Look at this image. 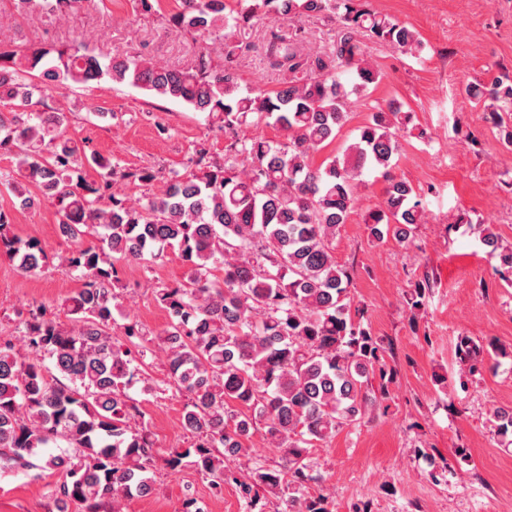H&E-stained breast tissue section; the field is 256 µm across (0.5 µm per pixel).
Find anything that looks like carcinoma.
<instances>
[{"label":"carcinoma","instance_id":"1","mask_svg":"<svg viewBox=\"0 0 512 512\" xmlns=\"http://www.w3.org/2000/svg\"><path fill=\"white\" fill-rule=\"evenodd\" d=\"M19 16L67 12L80 0H10ZM160 0H131L132 12L157 13ZM168 17L177 32L197 35L202 46L187 70L136 54L100 55L87 47L35 42L0 44V150L15 155L25 187L15 189L21 209L52 201L62 236L75 242L58 267L76 271L80 287L65 304L69 323L47 316L41 305L20 318L25 354L0 344V469H40L62 474L58 512H120L122 499L156 491L155 471L189 465L217 491L235 483L258 512H332L325 495L300 491L321 475L311 457L316 442L358 425L369 408L389 398L394 371L387 348L361 320L351 296L354 270L335 256L336 234L360 203L362 177L378 171L387 181L381 203L367 210L371 243L389 239L408 246L424 207L413 186L390 175L402 142L413 134L414 113L398 100L377 108L355 142L329 161L313 155L329 146L350 118V97L377 83L366 63L364 39L393 44L411 55L422 42L416 31L362 0H176ZM273 18L339 19L330 49H302V29L271 32L266 60L281 74L279 89H242L235 63L238 31L258 13ZM108 79L208 116L224 132V156L196 150L186 171L171 172L158 193L133 201L122 182L151 186L153 167L122 168L87 154L68 135L71 112L35 106L53 92ZM471 98L489 102L491 123L512 147V79L469 83ZM273 126L282 139L245 133ZM95 168L97 178L84 170ZM40 195L26 194V187ZM0 209V257L28 273L50 257L41 242L11 232ZM485 252L512 274V246L492 225L481 231ZM177 253L183 280L153 289L169 322L151 336L135 320L112 334L117 286L125 265L150 266ZM430 278L410 293L413 310L425 306ZM165 348L168 384L188 399L183 426L187 448L159 451L137 427L143 412L128 390L146 384L140 366L153 344ZM507 355L462 337L456 355L470 375L486 357ZM50 359L52 366L44 365ZM496 432L512 436V407H497ZM281 449L270 465L254 453L259 429ZM54 446L56 454H41ZM251 464L242 476L228 466Z\"/></svg>","mask_w":512,"mask_h":512}]
</instances>
